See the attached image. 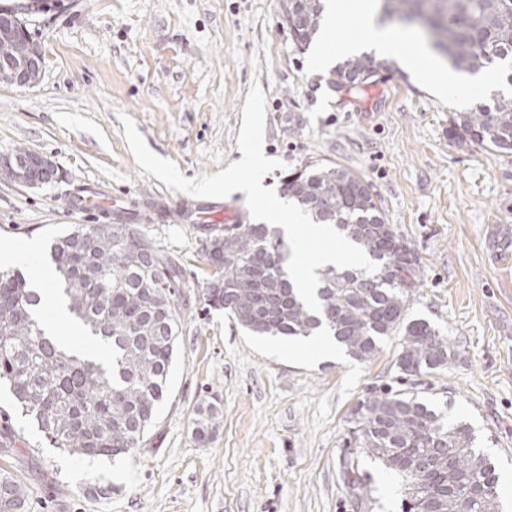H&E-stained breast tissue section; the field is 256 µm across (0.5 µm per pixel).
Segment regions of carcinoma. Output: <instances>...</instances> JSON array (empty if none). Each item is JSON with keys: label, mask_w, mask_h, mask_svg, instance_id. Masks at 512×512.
I'll list each match as a JSON object with an SVG mask.
<instances>
[{"label": "carcinoma", "mask_w": 512, "mask_h": 512, "mask_svg": "<svg viewBox=\"0 0 512 512\" xmlns=\"http://www.w3.org/2000/svg\"><path fill=\"white\" fill-rule=\"evenodd\" d=\"M301 16L289 30L296 48L321 32L323 0H282ZM382 16L420 25L449 66L470 72L512 61V0H381ZM388 62L368 54L347 57L333 71L339 87L369 84ZM453 135L486 149L512 150V94L490 106L456 112ZM283 194L316 223H328L362 247L377 270H317L320 312L308 310L287 270L291 256L280 229L270 224H198L212 246H200L214 269L205 305L222 309L259 336H331L345 353L372 360L381 342L402 334L400 376H421L455 358L451 340L428 322L406 320L420 262L390 224L370 185L340 164L306 165L282 181ZM49 258L56 298L84 336L101 343L107 359L61 344L40 317L42 295L20 270L0 272V383L12 391L52 446L82 457L116 459L141 446L168 392V373L182 333L177 304L182 266L156 248L136 224H76L53 236ZM223 408L197 405L192 435L208 444ZM340 460L357 503L371 496L369 457L405 482L402 512H499L494 466L474 446L469 427L419 400L387 388L357 402ZM20 482L0 474V512H26Z\"/></svg>", "instance_id": "cac0c4a2"}]
</instances>
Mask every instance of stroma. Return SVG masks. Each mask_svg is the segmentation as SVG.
<instances>
[{"mask_svg": "<svg viewBox=\"0 0 512 512\" xmlns=\"http://www.w3.org/2000/svg\"><path fill=\"white\" fill-rule=\"evenodd\" d=\"M29 31L44 53L31 87L0 82V156L23 147L49 158L52 182L0 178V253L28 250L21 267L54 293L45 245L82 213L86 190L121 198L138 225L185 268L183 333L142 447L128 457L78 458L52 447L18 411L8 388L0 413L19 441L0 473L26 488L27 512H401L403 495L380 463L362 459L372 498L355 508L340 476L352 407L397 383L398 337L370 362L335 350L290 354L197 299L209 268L193 225L167 214L189 194L139 167L120 114L148 148L189 179L239 161L242 109L252 84L265 94L264 154L288 170L338 163L370 184L416 252L421 279L408 316L447 333L456 358L413 378L420 397L451 409L494 463L499 501L512 512V152L458 141L449 117L470 111L443 95L413 59L391 60L373 83L340 88L294 49L279 0H49ZM153 221H146V214ZM218 399L210 443L191 418Z\"/></svg>", "mask_w": 512, "mask_h": 512, "instance_id": "stroma-1", "label": "stroma"}]
</instances>
